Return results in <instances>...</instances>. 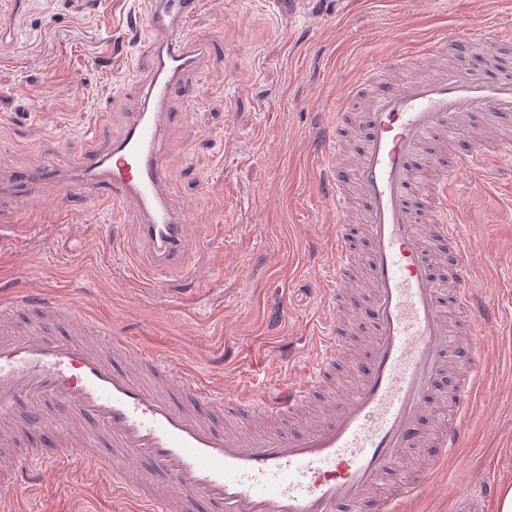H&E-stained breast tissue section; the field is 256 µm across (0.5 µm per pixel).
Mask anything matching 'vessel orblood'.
I'll list each match as a JSON object with an SVG mask.
<instances>
[{"label":"vessel or blood","mask_w":512,"mask_h":512,"mask_svg":"<svg viewBox=\"0 0 512 512\" xmlns=\"http://www.w3.org/2000/svg\"><path fill=\"white\" fill-rule=\"evenodd\" d=\"M147 13L129 26L144 32L148 80L136 85L138 112L117 134L98 131L96 146L77 171L54 164L13 173L8 189L17 211L30 196L53 187L78 191L103 187L115 204L134 202L140 232L154 249L148 271L160 276L187 269V215L172 203L165 144L178 124L170 109L175 95L200 98L195 82L203 43L191 20L203 0H148ZM486 75L447 67L414 79L412 52L400 51L365 64L339 95L335 112L312 150L325 159L320 191L333 217L352 197L364 208L362 238L341 221L331 243L330 275L323 289L329 317L315 339L303 378L260 400L216 396L180 367L156 356L126 359L127 340L90 347L59 333L80 305L50 300L46 290L23 294L18 307H40L47 320L0 332V419L10 418L19 399L34 403L29 419L8 430L20 434L65 430L66 447L29 455L24 468L75 465L108 440L112 454L101 477L116 497L140 498L130 475L140 461L145 477L162 487L142 500L140 512H405V505L431 487L430 474L397 479L403 454L420 447L430 398L447 392L451 412L437 433L438 456L457 447L463 412L482 378L451 333L448 311L464 313L467 326L496 327L498 307L473 285V259L448 196L480 182L486 161L511 160L512 140L493 143L470 134V145L445 158L425 154L426 145L456 133L459 117L512 114V33L490 36ZM359 119L361 148L352 165L340 160L339 135ZM430 174L433 193L417 204L414 185ZM367 280L365 299L353 298L355 273ZM369 345L357 359V381L333 391L321 421L307 430L254 435L244 425L265 415L286 419L320 394L354 336ZM465 365L453 383L451 364Z\"/></svg>","instance_id":"obj_1"}]
</instances>
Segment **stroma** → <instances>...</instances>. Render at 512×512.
Wrapping results in <instances>:
<instances>
[{
	"mask_svg": "<svg viewBox=\"0 0 512 512\" xmlns=\"http://www.w3.org/2000/svg\"><path fill=\"white\" fill-rule=\"evenodd\" d=\"M143 0H24L0 41V175L48 163L75 167L95 129L120 130L139 101L124 86L142 77L127 20ZM473 21L475 52L452 56L438 37ZM512 28V0H209L193 19L210 48L199 101L182 119L168 161L176 205L193 226L194 281L131 271L143 252L135 203L118 223L93 198L47 189L25 214L0 194V304L23 289L80 302L94 335L112 332L198 377L212 390L259 399L298 377L312 348L306 321L327 313L318 287L334 234L317 223L321 161L310 144L336 90L366 62L419 51L418 78L449 64L480 69L484 21ZM489 186L450 197L475 258L484 297L512 310V169L490 164ZM119 252H103L108 240ZM485 384L447 459L410 452L407 469L431 468L434 493L409 512H451L490 488L493 512L512 483V330L466 338ZM99 457L23 476L11 512H130L97 479Z\"/></svg>",
	"mask_w": 512,
	"mask_h": 512,
	"instance_id": "stroma-1",
	"label": "stroma"
}]
</instances>
